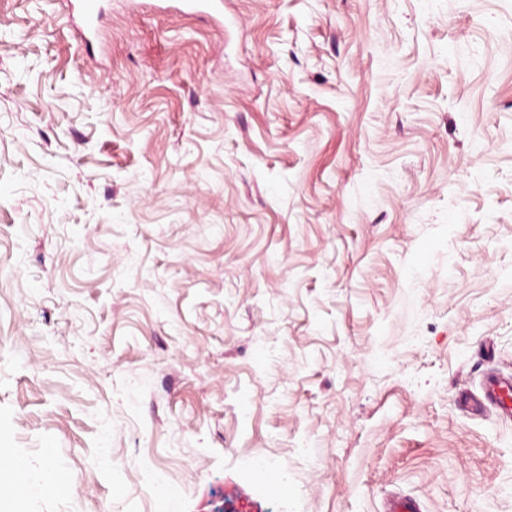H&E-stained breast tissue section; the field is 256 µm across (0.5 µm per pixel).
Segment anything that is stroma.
<instances>
[{
  "mask_svg": "<svg viewBox=\"0 0 512 512\" xmlns=\"http://www.w3.org/2000/svg\"><path fill=\"white\" fill-rule=\"evenodd\" d=\"M107 3L0 0V448L68 482L0 512H512V0ZM102 0H67L71 16L76 22L84 43L88 46L99 36L97 22L101 13ZM468 412L481 414L494 409L503 420H512V375L489 374L477 394L464 399Z\"/></svg>",
  "mask_w": 512,
  "mask_h": 512,
  "instance_id": "1",
  "label": "stroma"
}]
</instances>
